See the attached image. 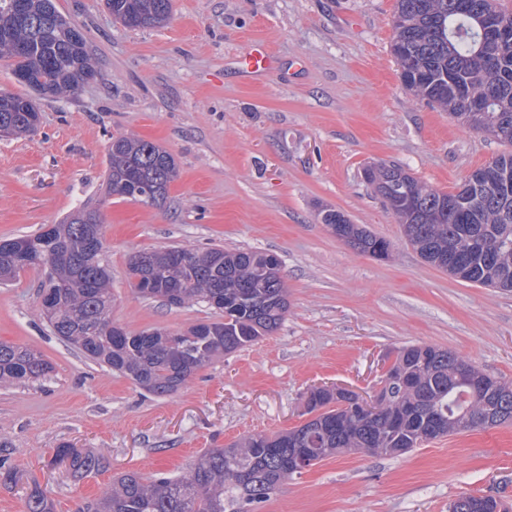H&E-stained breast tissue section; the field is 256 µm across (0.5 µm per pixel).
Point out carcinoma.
<instances>
[{
  "instance_id": "obj_1",
  "label": "carcinoma",
  "mask_w": 512,
  "mask_h": 512,
  "mask_svg": "<svg viewBox=\"0 0 512 512\" xmlns=\"http://www.w3.org/2000/svg\"><path fill=\"white\" fill-rule=\"evenodd\" d=\"M21 17L13 0H0V60L23 73L24 93L0 91V126L18 136L33 133L40 120L34 96L75 93L98 75L88 42L69 40L67 21L54 0ZM487 0H396L392 51L401 78L414 96L436 104L470 129L512 143V45L487 47L474 14ZM112 18L129 29L157 27L171 17L173 0H105ZM23 44L27 51L16 52ZM508 183L489 184L482 169L457 190L443 192L395 164L364 170V177L402 224L406 241L427 262L473 285L512 291V153L495 158ZM174 157L151 141L111 137L106 195L162 207L177 178ZM338 239L375 259L390 256L392 244L343 212H319ZM28 244L46 241L49 260L42 291L51 293L52 332L88 359L117 371L157 396L178 392L217 358L258 343L279 329L288 314L282 263L252 250L161 247L130 256L126 275L136 293L167 306L204 302L218 318L176 332L163 328L131 334L114 325L112 273L104 258L100 207L85 204L52 235H21ZM12 252L0 246V284L20 276ZM466 368L484 387L472 392L457 379ZM51 363L24 345L0 343V383L47 377ZM387 404L365 411L353 394L310 390V418L291 430L255 433L224 448H208L179 477H117L79 512H256L289 477L342 453L395 455L424 441L512 421V382L477 370L435 346L402 348L392 364ZM55 459L76 477L106 468L103 458L63 444ZM27 512H53L38 485L27 496ZM450 512H504L491 495H467Z\"/></svg>"
}]
</instances>
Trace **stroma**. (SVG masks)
<instances>
[{"label":"stroma","mask_w":512,"mask_h":512,"mask_svg":"<svg viewBox=\"0 0 512 512\" xmlns=\"http://www.w3.org/2000/svg\"><path fill=\"white\" fill-rule=\"evenodd\" d=\"M82 27L99 76L42 99L35 134L0 140V239L100 202L112 273V320L137 333L214 319L205 303L170 307L136 294L129 257L213 245L276 255L288 315L258 344L218 359L157 397L53 335L40 312L43 271L0 286V343L39 351L42 381L0 386V512H25L31 484L54 512H78L114 476L183 473L208 448L306 419L313 385L370 396L407 345L448 350L512 381V291L479 287L424 261L364 180L394 162L454 191L512 145L469 129L408 92L392 54L396 0H173L164 26L129 30L103 0H54ZM276 59L263 77L255 44ZM132 134L175 158L164 207L105 197L111 136ZM346 213L393 245L378 260L317 218ZM108 461L83 478L55 463L61 444ZM512 512V423L425 442L401 455L340 454L294 476L261 512H449L464 495ZM249 73L264 76L272 71L274 62L263 45H255L245 59Z\"/></svg>","instance_id":"35a3bbf8"}]
</instances>
